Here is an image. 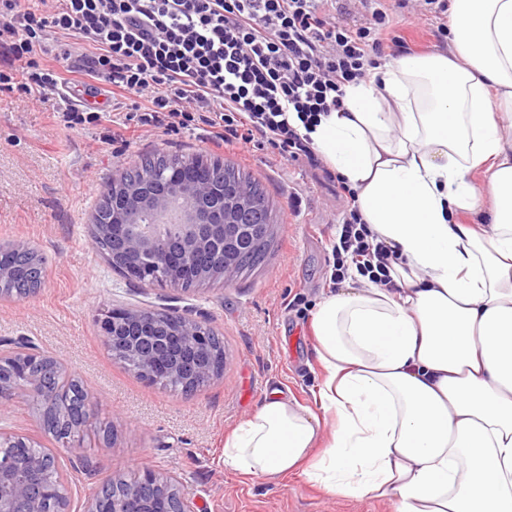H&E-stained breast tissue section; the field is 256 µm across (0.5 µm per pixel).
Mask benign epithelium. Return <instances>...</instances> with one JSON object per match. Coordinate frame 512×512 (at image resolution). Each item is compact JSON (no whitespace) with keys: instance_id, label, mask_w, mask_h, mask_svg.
Listing matches in <instances>:
<instances>
[{"instance_id":"7a95c632","label":"benign epithelium","mask_w":512,"mask_h":512,"mask_svg":"<svg viewBox=\"0 0 512 512\" xmlns=\"http://www.w3.org/2000/svg\"><path fill=\"white\" fill-rule=\"evenodd\" d=\"M167 188L148 191L142 185L112 180V218L92 225L93 239L112 240L111 264L144 285L168 283L179 287L194 281L222 280L244 250L249 237L265 228L263 208L244 188L219 194L200 171L174 167ZM143 210L169 220L174 231L159 235L137 223ZM30 252L23 244L0 245V295L18 274L15 259ZM104 343L113 357L148 381L165 377L185 387L219 375L212 362L215 332L205 322L167 311L113 308L100 319ZM65 366L24 343L0 352V407L23 390L42 409L54 407L67 387L49 389L46 373L60 379ZM56 456L23 462L0 453V512H72L71 501L48 496L43 472L57 467ZM174 474L151 470L124 481L112 497L110 512H196L184 498Z\"/></svg>"}]
</instances>
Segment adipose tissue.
<instances>
[{"mask_svg": "<svg viewBox=\"0 0 512 512\" xmlns=\"http://www.w3.org/2000/svg\"><path fill=\"white\" fill-rule=\"evenodd\" d=\"M451 11L448 51L348 86L310 134L394 251L395 285L322 299L317 407L268 400L225 439L226 469L393 512H512V0ZM478 174L490 221L463 224Z\"/></svg>", "mask_w": 512, "mask_h": 512, "instance_id": "adipose-tissue-1", "label": "adipose tissue"}]
</instances>
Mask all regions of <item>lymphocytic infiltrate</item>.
I'll use <instances>...</instances> for the list:
<instances>
[{"mask_svg":"<svg viewBox=\"0 0 512 512\" xmlns=\"http://www.w3.org/2000/svg\"><path fill=\"white\" fill-rule=\"evenodd\" d=\"M403 10L433 14L447 37V0H62L53 10L0 0V91L79 130L104 114L65 92L103 79L134 129L200 131L321 169L309 130L344 110L347 86L369 79L385 52L405 49L389 34ZM332 180L347 203L332 282L353 268L392 286V251L370 241L347 180Z\"/></svg>","mask_w":512,"mask_h":512,"instance_id":"lymphocytic-infiltrate-1","label":"lymphocytic infiltrate"}]
</instances>
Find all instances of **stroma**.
I'll return each mask as SVG.
<instances>
[{
	"label": "stroma",
	"mask_w": 512,
	"mask_h": 512,
	"mask_svg": "<svg viewBox=\"0 0 512 512\" xmlns=\"http://www.w3.org/2000/svg\"><path fill=\"white\" fill-rule=\"evenodd\" d=\"M435 18L396 14L393 29L416 54L444 51ZM113 124L79 131L16 92H0V243H22L44 260L29 297L0 299V341L24 338L59 357L94 396L76 452L59 460L74 512L106 473L130 479L151 469L182 479L198 512H392L371 497L332 498L294 477L257 480L224 467V438L273 392L312 404L321 381L311 321L335 286L332 248L345 202L321 170L247 146H216L192 133H139L109 144ZM161 151L206 156L240 168L264 188L274 216L267 260L248 274L190 289L144 285L113 269L91 241L92 215L114 176ZM111 308L175 311L224 340V372L190 393L148 382L113 358L99 320ZM0 431L43 447L56 439L41 411L17 395Z\"/></svg>",
	"instance_id": "stroma-1"
}]
</instances>
